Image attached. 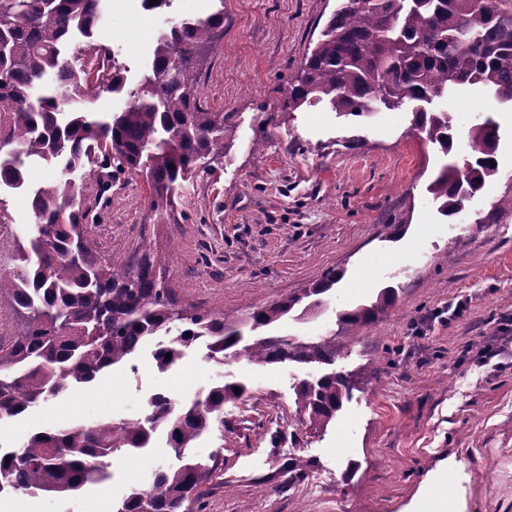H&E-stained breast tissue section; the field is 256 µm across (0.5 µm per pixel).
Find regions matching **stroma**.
<instances>
[{"mask_svg":"<svg viewBox=\"0 0 512 512\" xmlns=\"http://www.w3.org/2000/svg\"><path fill=\"white\" fill-rule=\"evenodd\" d=\"M215 0H170L148 12L141 0H105L97 42L118 52L126 86L139 88L167 20L211 13ZM224 35L202 65L200 97L224 115L223 157L186 183L157 218L139 179L92 165L75 174L105 258L124 260L149 244L156 273L178 307L246 318L253 307L300 292L333 267L344 277L322 303L293 311L276 336L335 334L336 368L356 387L327 428L306 425L295 386L309 372L246 358L218 364L205 347L158 371L150 352L111 368L89 386L0 422V445L38 430L141 414L157 393L190 399L223 383L248 391L224 406V436H206L193 457L215 470L187 512H429L446 486L448 512H512V210L481 218L512 195V112L472 86L440 101L455 128L453 156L467 155L478 116L499 124V179L465 215H440L427 186L442 155L413 131L411 107L368 119L341 116L324 102L288 105L297 73L338 0H224ZM403 224L398 240L383 227ZM396 302L349 334L345 309L386 287ZM462 303L459 316L440 312ZM292 457L308 470L294 485ZM171 458L164 437L140 452L115 451L111 477L69 501L14 494L0 512H110Z\"/></svg>","mask_w":512,"mask_h":512,"instance_id":"stroma-1","label":"stroma"}]
</instances>
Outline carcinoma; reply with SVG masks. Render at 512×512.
<instances>
[{
  "label": "carcinoma",
  "mask_w": 512,
  "mask_h": 512,
  "mask_svg": "<svg viewBox=\"0 0 512 512\" xmlns=\"http://www.w3.org/2000/svg\"><path fill=\"white\" fill-rule=\"evenodd\" d=\"M102 13V0H0V192L25 191L34 216L17 242V264L0 272V299H8L23 322L8 341L0 335V420L94 382L150 340L157 369L166 371L207 337L208 359L218 364L244 355L258 365L319 370L296 385L295 403L310 426L328 425L354 389L352 376L333 368L336 337L282 339L263 329L299 306L308 311L319 305L318 296L331 291L343 272L332 269L319 283L255 308V335L239 351L243 336L235 316L175 307L171 289L153 275L149 253L133 263L100 255L73 177L92 149L112 173L146 183V202L161 213L196 171L224 156L226 134L224 113L205 109L199 98V57L224 33V9L168 21L141 91L126 90L112 50L95 41ZM77 33L86 38L79 51L87 62L75 69L64 51ZM466 84L483 85L500 104L512 105V0H341L288 85V104L326 100L339 114L357 118L379 104H411L419 138L447 156L452 117L428 105ZM104 91H125L129 101L118 112H101ZM498 129L490 116L475 121L469 153L447 162L430 182L428 192L443 216L459 215L498 177ZM29 159L56 166V177L29 185ZM395 300L396 289L384 288L374 301L339 314V322L359 329ZM246 393L238 381L191 400L159 393L136 418L36 431L19 447L0 448V496L71 498L107 477L114 451L140 450L165 431L172 463L114 502L113 512H181L213 472L189 457L190 448L223 429L224 404ZM306 467L291 459L286 481L303 478Z\"/></svg>",
  "instance_id": "carcinoma-1"
}]
</instances>
